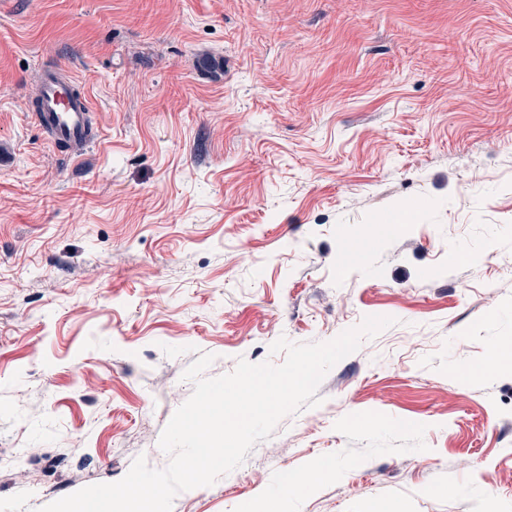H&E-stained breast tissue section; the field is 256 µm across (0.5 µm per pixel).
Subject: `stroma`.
Listing matches in <instances>:
<instances>
[{
	"label": "stroma",
	"mask_w": 512,
	"mask_h": 512,
	"mask_svg": "<svg viewBox=\"0 0 512 512\" xmlns=\"http://www.w3.org/2000/svg\"><path fill=\"white\" fill-rule=\"evenodd\" d=\"M46 66L93 101L68 160ZM367 316L172 512H512V0H0V512L165 468L201 354ZM284 466L313 479L281 503Z\"/></svg>",
	"instance_id": "1"
}]
</instances>
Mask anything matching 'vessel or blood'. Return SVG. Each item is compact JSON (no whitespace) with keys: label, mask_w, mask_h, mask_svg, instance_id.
<instances>
[{"label":"vessel or blood","mask_w":512,"mask_h":512,"mask_svg":"<svg viewBox=\"0 0 512 512\" xmlns=\"http://www.w3.org/2000/svg\"><path fill=\"white\" fill-rule=\"evenodd\" d=\"M74 80H65L54 71H43L39 79L40 104L31 117L38 129L49 136L52 147L83 144L90 138L88 93H75Z\"/></svg>","instance_id":"b4317fda"}]
</instances>
